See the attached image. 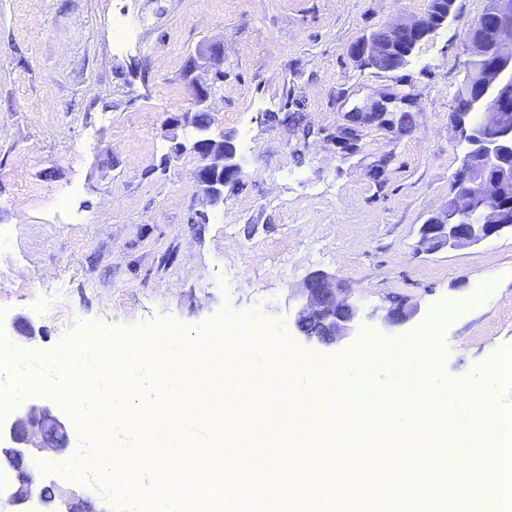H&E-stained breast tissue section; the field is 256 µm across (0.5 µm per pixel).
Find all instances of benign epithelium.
<instances>
[{
	"mask_svg": "<svg viewBox=\"0 0 512 512\" xmlns=\"http://www.w3.org/2000/svg\"><path fill=\"white\" fill-rule=\"evenodd\" d=\"M450 16L448 0H430L424 17L389 25L355 43L352 55L367 67L395 71L408 63L416 45L443 26ZM464 45L467 62L483 67L471 71V82L481 94L454 113L465 144L459 167L453 174L454 196L445 214L429 218L420 228V246L436 252L446 246L465 247L512 226V0H488L484 12L467 27ZM186 78L193 91L191 111L210 116L195 123V138L188 144L169 136L171 153L190 152L197 165L193 182L212 206L224 203V189L238 180L242 167L232 138L212 130L215 118L211 98L217 82L224 80V44L210 42L187 62ZM412 105L413 97H381L357 106L336 129V146L345 157L355 153L364 131L371 128L402 130L413 115L399 105ZM305 303L296 316L298 329L306 321L319 324L320 343H333L345 335L361 310L345 297L336 278L326 274L308 277L303 284ZM413 310L399 304L390 309L385 322L394 327L410 320ZM69 428L52 409L33 401L22 405L11 422L0 427V467L14 474L7 502L18 508L38 502L47 512H98L84 497L47 486L32 473L29 460L47 450L65 448Z\"/></svg>",
	"mask_w": 512,
	"mask_h": 512,
	"instance_id": "1",
	"label": "benign epithelium"
}]
</instances>
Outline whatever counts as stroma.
Returning a JSON list of instances; mask_svg holds the SVG:
<instances>
[{"label": "stroma", "mask_w": 512, "mask_h": 512, "mask_svg": "<svg viewBox=\"0 0 512 512\" xmlns=\"http://www.w3.org/2000/svg\"><path fill=\"white\" fill-rule=\"evenodd\" d=\"M429 0H0V336L43 359L86 330L154 332L162 323L198 332L222 310L253 312L255 335L285 339L294 368L333 364L342 426L310 424L271 437L263 409L196 402L187 434L227 429L284 465H324L322 447L361 445L378 416L405 411L392 397L361 409L372 381L418 387L399 364L378 374L342 355L380 339L417 344L441 382L480 393L493 379L495 408L512 402L499 359L512 352V228L478 244L429 254L419 230L444 211L463 147L453 120L465 79L464 32L486 0H454L447 24L409 63L383 72L351 46L383 27L424 15ZM135 29L113 45L112 21ZM224 43V80L213 100L215 132L233 136L242 181L222 205L195 192L196 159L170 158L165 126L192 106L185 66L211 40ZM381 94L412 95L411 129L365 132L341 158L336 129L353 107ZM291 112L284 126L276 114ZM383 164L380 179L370 169ZM337 277L362 313L350 336L325 345L296 327L306 277ZM415 306L391 327L392 300ZM26 321L29 333L13 324ZM486 429L453 437L464 463L449 483L474 480ZM429 450L401 441L369 477L428 468ZM45 480L78 492L100 512L116 500L95 480L46 467Z\"/></svg>", "instance_id": "obj_1"}]
</instances>
